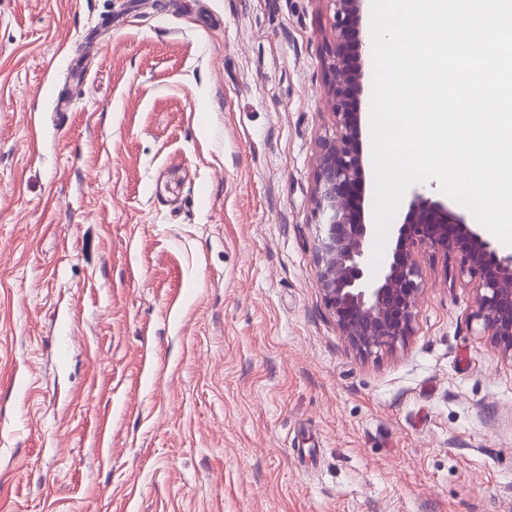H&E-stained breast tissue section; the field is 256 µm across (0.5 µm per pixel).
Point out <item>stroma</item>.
<instances>
[{
  "label": "stroma",
  "mask_w": 512,
  "mask_h": 512,
  "mask_svg": "<svg viewBox=\"0 0 512 512\" xmlns=\"http://www.w3.org/2000/svg\"><path fill=\"white\" fill-rule=\"evenodd\" d=\"M333 15L0 0V512H512V363L456 257L396 351L324 307Z\"/></svg>",
  "instance_id": "stroma-1"
}]
</instances>
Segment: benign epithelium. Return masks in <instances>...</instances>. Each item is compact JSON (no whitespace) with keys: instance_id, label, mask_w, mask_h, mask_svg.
I'll return each mask as SVG.
<instances>
[{"instance_id":"1","label":"benign epithelium","mask_w":512,"mask_h":512,"mask_svg":"<svg viewBox=\"0 0 512 512\" xmlns=\"http://www.w3.org/2000/svg\"><path fill=\"white\" fill-rule=\"evenodd\" d=\"M330 2L334 20L326 94L336 135L319 142L312 213L317 283L338 335L364 358L406 345L415 333L423 293L419 256L453 254L460 273L475 285L472 320L494 350L512 362V253L501 252L448 202L413 192L389 263L379 277H368L372 225L365 222L359 112L364 0Z\"/></svg>"}]
</instances>
